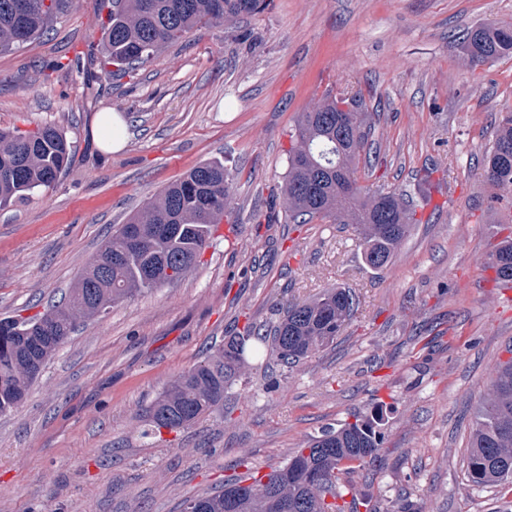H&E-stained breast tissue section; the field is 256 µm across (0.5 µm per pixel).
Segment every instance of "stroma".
Listing matches in <instances>:
<instances>
[{
    "mask_svg": "<svg viewBox=\"0 0 512 512\" xmlns=\"http://www.w3.org/2000/svg\"><path fill=\"white\" fill-rule=\"evenodd\" d=\"M482 24L512 27V0H265L89 88L53 67L96 51L101 14L80 0L40 39L0 53V128L53 125L74 148L53 188L0 208V318L44 314L115 225L202 161L223 162L238 229L235 242L215 237L182 281L80 324L25 402L0 415V512H181L378 409L380 459L341 485L382 512L400 499L422 512H512L511 495L464 475L477 409L512 345V299L485 267L512 189L492 188L482 165L512 112V58L469 62L460 38ZM329 89L361 95L375 124L360 186L422 205L380 270L352 225L285 221L296 121ZM112 110L129 134L107 153L91 125ZM336 287L353 292V319L278 389L249 361L222 411L146 435L147 407L212 346Z\"/></svg>",
    "mask_w": 512,
    "mask_h": 512,
    "instance_id": "1",
    "label": "stroma"
}]
</instances>
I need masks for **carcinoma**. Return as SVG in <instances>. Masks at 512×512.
<instances>
[{
  "label": "carcinoma",
  "mask_w": 512,
  "mask_h": 512,
  "mask_svg": "<svg viewBox=\"0 0 512 512\" xmlns=\"http://www.w3.org/2000/svg\"><path fill=\"white\" fill-rule=\"evenodd\" d=\"M79 0H0V52L40 38L58 16ZM107 9L101 56L86 68L87 85L96 71L135 70L166 46L209 22H232L259 10L262 0H99ZM462 50L482 65L512 56V29L478 26ZM372 133V118L358 94H325L296 126V146L288 154L285 213L298 219L329 218L353 224L366 263L383 268L415 223L407 195L384 186L364 190L358 165ZM70 142L60 129H0V206L55 185L71 166ZM484 174L493 188L512 187V112L501 113L495 138L485 154ZM232 186L224 163L195 165L120 224L84 268L70 294L36 318L0 319V414L27 399L30 386L49 358L80 322L107 313L134 291L174 284L195 266L214 229L232 212ZM487 267L498 285H512V237L489 255ZM351 290L328 288L303 303H289L271 328L247 325L224 344L182 372L147 410L152 432L183 430L224 408V395L243 375L247 347L258 348L281 370L297 366L336 336L355 314ZM380 412L327 429L299 448L262 481L251 475L243 493L200 494L186 500L184 512H345L339 501L352 493L339 486L346 463L373 462L384 443ZM465 475L478 488L512 483V357L492 380L490 398L479 408L465 459ZM350 512L369 509L352 498Z\"/></svg>",
  "instance_id": "obj_1"
}]
</instances>
